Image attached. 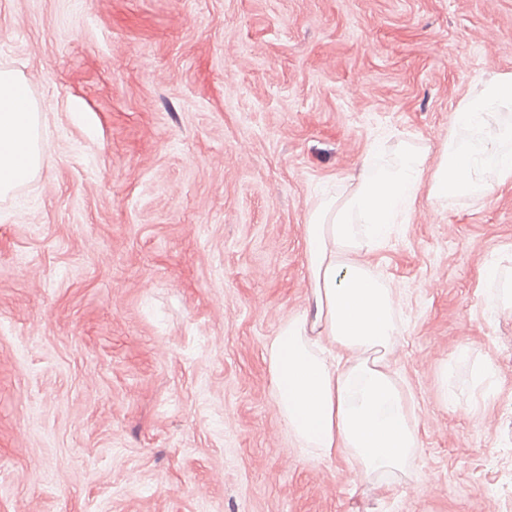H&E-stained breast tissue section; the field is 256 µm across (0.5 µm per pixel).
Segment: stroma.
<instances>
[{
  "label": "stroma",
  "mask_w": 512,
  "mask_h": 512,
  "mask_svg": "<svg viewBox=\"0 0 512 512\" xmlns=\"http://www.w3.org/2000/svg\"><path fill=\"white\" fill-rule=\"evenodd\" d=\"M40 168L0 196V512H512V181L433 198L512 0H0ZM427 153L371 254L398 288L407 474L300 448L266 345L312 300L304 226Z\"/></svg>",
  "instance_id": "35a3bbf8"
}]
</instances>
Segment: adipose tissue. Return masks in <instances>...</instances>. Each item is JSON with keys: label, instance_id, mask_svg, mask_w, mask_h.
Here are the masks:
<instances>
[{"label": "adipose tissue", "instance_id": "1", "mask_svg": "<svg viewBox=\"0 0 512 512\" xmlns=\"http://www.w3.org/2000/svg\"><path fill=\"white\" fill-rule=\"evenodd\" d=\"M20 81L0 71V195L17 171L38 167L34 127L17 108ZM512 74L494 76L462 101L433 175L432 194H486L512 180ZM425 155L393 165L365 157L347 195L324 202L305 226L313 311L291 319L267 346L278 404L289 431L317 458H350L366 476L406 472L418 446L417 419L388 368L400 331L399 294L372 272L365 242H382L407 215Z\"/></svg>", "mask_w": 512, "mask_h": 512}]
</instances>
